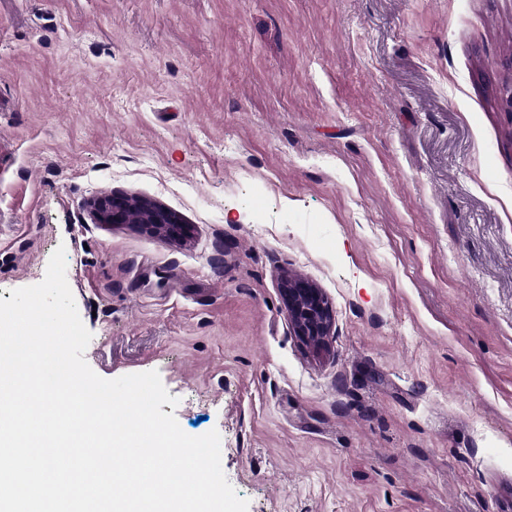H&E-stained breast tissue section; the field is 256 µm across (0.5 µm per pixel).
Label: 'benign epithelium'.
Masks as SVG:
<instances>
[{
  "label": "benign epithelium",
  "instance_id": "7a95c632",
  "mask_svg": "<svg viewBox=\"0 0 512 512\" xmlns=\"http://www.w3.org/2000/svg\"><path fill=\"white\" fill-rule=\"evenodd\" d=\"M94 211L103 224H128L131 216L139 213V222L163 230L171 237H181L186 232L182 219L165 207L144 201H132L114 194L94 202ZM281 293L288 309L294 334L303 342L320 347L331 335L334 315L328 298L311 282L304 279L284 278Z\"/></svg>",
  "mask_w": 512,
  "mask_h": 512
}]
</instances>
